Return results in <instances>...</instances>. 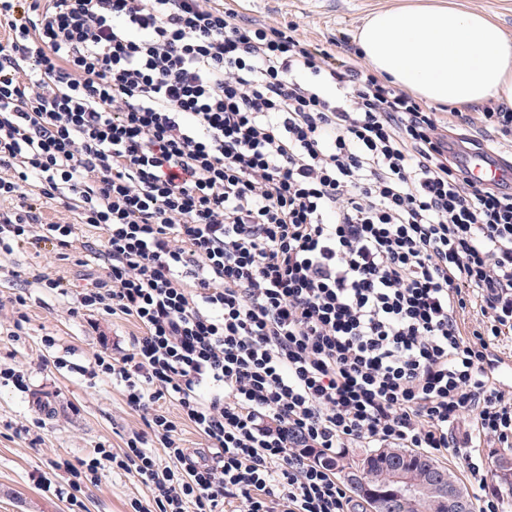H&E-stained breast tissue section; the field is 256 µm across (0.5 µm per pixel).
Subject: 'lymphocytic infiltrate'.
I'll list each match as a JSON object with an SVG mask.
<instances>
[{
	"mask_svg": "<svg viewBox=\"0 0 512 512\" xmlns=\"http://www.w3.org/2000/svg\"><path fill=\"white\" fill-rule=\"evenodd\" d=\"M24 246L89 252L67 316L140 328L90 375L143 428L86 470L156 512H355L348 449L512 447V194L449 158L435 107L294 25L0 0V255ZM162 410L166 411L171 419L176 422L178 421V431L186 448H206L205 441L194 428L187 422L183 420L180 421L179 411L175 405L169 403L164 404Z\"/></svg>",
	"mask_w": 512,
	"mask_h": 512,
	"instance_id": "1",
	"label": "lymphocytic infiltrate"
}]
</instances>
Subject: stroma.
<instances>
[{"label": "stroma", "mask_w": 512, "mask_h": 512, "mask_svg": "<svg viewBox=\"0 0 512 512\" xmlns=\"http://www.w3.org/2000/svg\"><path fill=\"white\" fill-rule=\"evenodd\" d=\"M242 18L272 25L296 23L301 38L335 54L357 48V35L379 10L447 6L484 14L512 37V0H224ZM83 250L59 259L50 250L22 249L7 259L9 269L40 270L64 276L67 295L0 275V512H133V500L147 501L132 475L111 468L97 479L71 481L62 462L77 465L98 449L120 451L140 430L138 413L126 404L121 387L90 380L88 371L101 339L128 348L137 323L102 316L97 327L86 317L67 316L84 282ZM26 299L28 320L20 335H7L15 318V295ZM23 371L27 386L4 379Z\"/></svg>", "instance_id": "obj_1"}]
</instances>
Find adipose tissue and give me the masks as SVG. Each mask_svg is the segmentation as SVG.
Here are the masks:
<instances>
[{"label":"adipose tissue","instance_id":"obj_1","mask_svg":"<svg viewBox=\"0 0 512 512\" xmlns=\"http://www.w3.org/2000/svg\"><path fill=\"white\" fill-rule=\"evenodd\" d=\"M378 76L419 97L467 109L512 103V38L484 15L448 7L378 12L359 35Z\"/></svg>","mask_w":512,"mask_h":512}]
</instances>
